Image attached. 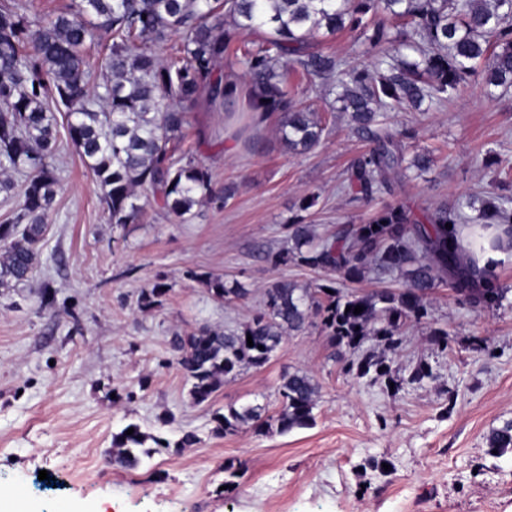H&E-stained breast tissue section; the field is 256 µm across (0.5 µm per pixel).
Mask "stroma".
I'll return each mask as SVG.
<instances>
[{
  "label": "stroma",
  "instance_id": "obj_1",
  "mask_svg": "<svg viewBox=\"0 0 512 512\" xmlns=\"http://www.w3.org/2000/svg\"><path fill=\"white\" fill-rule=\"evenodd\" d=\"M288 84L326 121L325 141L306 155L288 153L273 113L251 146L226 128L222 112L200 105L177 155L234 194L195 207L184 223L150 207L138 223L109 224L94 177L61 143V190L36 274L0 288L5 512H512V454L492 455L485 443L490 428L512 419L511 260L491 275L506 291L501 301L476 303L441 283L426 317L402 327L397 347L368 338L338 348L315 317L263 367L226 378L208 402L191 398L172 336L247 322L273 280L313 290L328 282L324 270L265 260L284 246L289 220L304 219L322 239L391 205L419 216L468 195H512V89L490 93L473 78L448 103L393 113L392 125L410 134L409 151L430 152L432 164L366 201L353 199L348 176L367 143L306 80L292 74ZM309 196L315 205L302 209ZM203 274L237 280L248 293L216 301ZM158 279L168 294L139 309L141 289ZM46 286L56 291L47 308ZM438 327L448 330L443 352L430 342ZM368 351L399 376L421 363L434 376L395 391L386 379L347 372V361ZM294 369L319 383L314 426L213 434L214 414L231 406L259 403L276 414L281 376ZM115 392L123 401L113 402ZM131 423L168 445L126 469L109 450L113 434ZM187 433L195 443L178 447Z\"/></svg>",
  "mask_w": 512,
  "mask_h": 512
}]
</instances>
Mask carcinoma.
<instances>
[{
    "label": "carcinoma",
    "mask_w": 512,
    "mask_h": 512,
    "mask_svg": "<svg viewBox=\"0 0 512 512\" xmlns=\"http://www.w3.org/2000/svg\"><path fill=\"white\" fill-rule=\"evenodd\" d=\"M368 15L384 20L372 24ZM346 28L359 31L369 66H348L316 48L317 38ZM103 30L112 32V43L102 58L103 82L94 84L85 53ZM174 35L180 37L175 54L162 62L153 46ZM235 42L240 47L233 64L250 85L241 100L227 92L231 77L218 67ZM292 73L332 98L331 105L370 144L350 175L360 198L368 200L390 190L408 170L423 171L431 162L426 153L407 158L405 133L389 124L390 112L442 105L461 96L470 77L489 88L512 86V0H72L64 12L33 18L17 0H0V192L15 188L13 174L23 176L19 212L13 222L0 224V288L28 281L38 267L45 216L59 189L55 160L61 134L94 176L109 223L135 224L153 205L185 221L214 196L208 169L175 157L200 101L230 112L242 101L256 128L267 114L278 113L277 133L292 153L321 144L325 126L295 98L288 86ZM466 208L477 216L468 217ZM472 220L512 229V195L478 202L469 197L420 218L389 206L351 232L320 242L311 225L292 221L288 246L267 254L271 265L294 262L350 280L374 269L397 274L405 287L344 294L334 279L314 292L294 281L271 282L264 288L263 312L248 322L225 330L204 325L172 337L175 363L192 382V399L204 403L227 377L265 365L313 317L339 347L353 348L368 336L393 346L407 321L427 314V296L446 279L464 295L499 299L501 289L446 228ZM190 277L219 301L248 294L222 277ZM169 291L166 283L155 282L141 291L138 307L160 305ZM357 306L363 308L359 314L353 311ZM347 371L359 378L386 377L396 390L433 377L432 368L420 364L397 380L374 354L349 360ZM318 393L311 373L288 371L276 415L261 404L231 407L214 414V433L242 426L281 433L307 428L315 422ZM128 427L133 434L123 429L112 436V456L134 468L147 435L135 423ZM485 441L490 452L512 453V419L492 428Z\"/></svg>",
    "instance_id": "1"
}]
</instances>
